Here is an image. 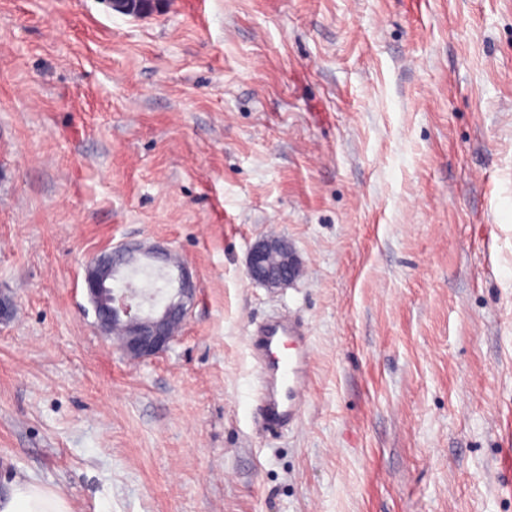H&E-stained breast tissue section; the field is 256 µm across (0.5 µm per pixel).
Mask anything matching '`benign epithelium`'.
Segmentation results:
<instances>
[{
    "mask_svg": "<svg viewBox=\"0 0 512 512\" xmlns=\"http://www.w3.org/2000/svg\"><path fill=\"white\" fill-rule=\"evenodd\" d=\"M113 10L143 14L150 9L146 0H106ZM164 249L157 244L126 245L91 262L85 271V288L96 322L105 332L119 331L120 350L132 360L155 357L167 349L186 320L196 285L184 266L170 274L171 291L166 300L144 310L147 298L136 289L130 274L141 260L157 259ZM300 261L288 243L281 239L258 241L250 250L247 273L250 279L267 287L279 288L295 279Z\"/></svg>",
    "mask_w": 512,
    "mask_h": 512,
    "instance_id": "7a95c632",
    "label": "benign epithelium"
}]
</instances>
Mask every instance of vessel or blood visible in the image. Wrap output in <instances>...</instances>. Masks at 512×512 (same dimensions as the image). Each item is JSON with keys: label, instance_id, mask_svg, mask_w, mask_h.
Segmentation results:
<instances>
[{"label": "vessel or blood", "instance_id": "obj_1", "mask_svg": "<svg viewBox=\"0 0 512 512\" xmlns=\"http://www.w3.org/2000/svg\"><path fill=\"white\" fill-rule=\"evenodd\" d=\"M258 370L257 402L267 428L278 429L301 415L312 375V348L307 324L278 314L256 324L247 338Z\"/></svg>", "mask_w": 512, "mask_h": 512}]
</instances>
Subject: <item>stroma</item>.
<instances>
[{
    "label": "stroma",
    "instance_id": "stroma-1",
    "mask_svg": "<svg viewBox=\"0 0 512 512\" xmlns=\"http://www.w3.org/2000/svg\"><path fill=\"white\" fill-rule=\"evenodd\" d=\"M301 261L269 289L250 247ZM194 307L125 357L87 265ZM0 496L73 512H512V0H0ZM309 326L300 420L247 336ZM300 261L285 240L258 241L250 250L247 273L250 279L267 287L279 288L295 279ZM0 511L72 512L62 492L23 478L16 479L8 496L0 499Z\"/></svg>",
    "mask_w": 512,
    "mask_h": 512
}]
</instances>
